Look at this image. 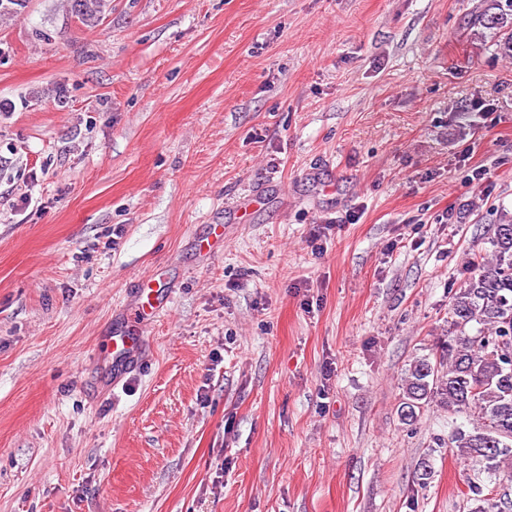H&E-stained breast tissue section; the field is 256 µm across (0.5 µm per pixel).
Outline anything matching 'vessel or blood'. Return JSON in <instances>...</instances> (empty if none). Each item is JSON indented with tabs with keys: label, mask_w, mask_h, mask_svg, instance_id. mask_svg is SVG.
Returning a JSON list of instances; mask_svg holds the SVG:
<instances>
[{
	"label": "vessel or blood",
	"mask_w": 512,
	"mask_h": 512,
	"mask_svg": "<svg viewBox=\"0 0 512 512\" xmlns=\"http://www.w3.org/2000/svg\"><path fill=\"white\" fill-rule=\"evenodd\" d=\"M163 307L164 298L161 289L155 288L152 282H142L138 292V309L134 318L127 320L123 330L114 333L111 337L112 367L117 375H124L136 364L138 353L145 342L143 327L156 317Z\"/></svg>",
	"instance_id": "1"
}]
</instances>
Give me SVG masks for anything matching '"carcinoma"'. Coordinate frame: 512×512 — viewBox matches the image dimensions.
Wrapping results in <instances>:
<instances>
[{"label":"carcinoma","instance_id":"1","mask_svg":"<svg viewBox=\"0 0 512 512\" xmlns=\"http://www.w3.org/2000/svg\"><path fill=\"white\" fill-rule=\"evenodd\" d=\"M109 0H66L85 26L103 19ZM478 24L494 31V46L512 57V0H490ZM487 257L471 259L470 276L452 293L448 340L415 360L403 383L401 420L413 423L425 407L442 404L473 428H456L448 447L483 464L489 475L512 479V216L492 225ZM476 333H471L472 327Z\"/></svg>","mask_w":512,"mask_h":512}]
</instances>
